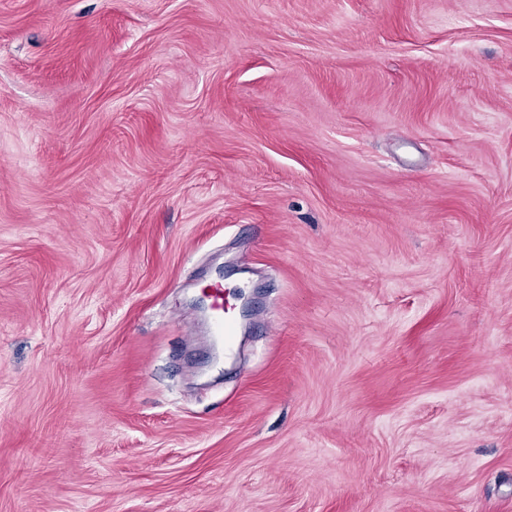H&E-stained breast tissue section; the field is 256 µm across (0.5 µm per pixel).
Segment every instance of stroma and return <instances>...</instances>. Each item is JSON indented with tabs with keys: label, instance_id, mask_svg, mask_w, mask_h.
<instances>
[{
	"label": "stroma",
	"instance_id": "1",
	"mask_svg": "<svg viewBox=\"0 0 512 512\" xmlns=\"http://www.w3.org/2000/svg\"><path fill=\"white\" fill-rule=\"evenodd\" d=\"M0 512H512V0H0ZM207 294L211 303L212 327L217 336L224 338V352L232 350L234 321L229 314L224 286L220 282L208 285Z\"/></svg>",
	"mask_w": 512,
	"mask_h": 512
}]
</instances>
